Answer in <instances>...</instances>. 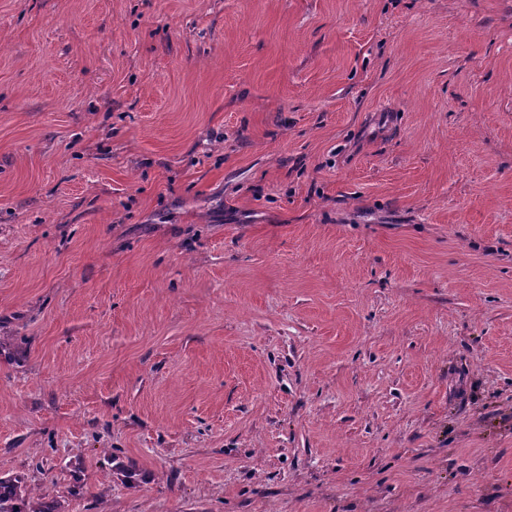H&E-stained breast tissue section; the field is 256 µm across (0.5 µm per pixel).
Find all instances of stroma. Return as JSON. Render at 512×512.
Listing matches in <instances>:
<instances>
[{
    "label": "stroma",
    "instance_id": "stroma-1",
    "mask_svg": "<svg viewBox=\"0 0 512 512\" xmlns=\"http://www.w3.org/2000/svg\"><path fill=\"white\" fill-rule=\"evenodd\" d=\"M1 475L512 512V0H0Z\"/></svg>",
    "mask_w": 512,
    "mask_h": 512
}]
</instances>
